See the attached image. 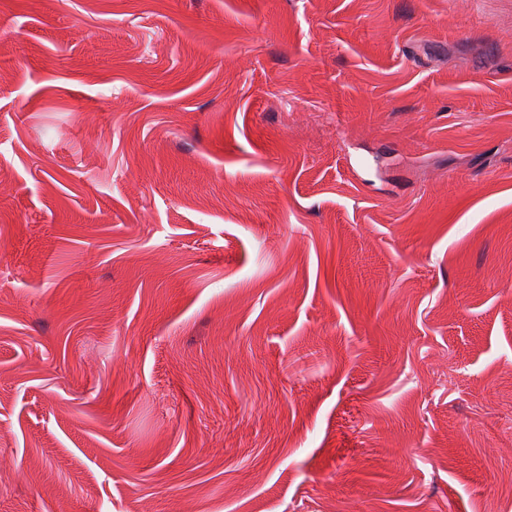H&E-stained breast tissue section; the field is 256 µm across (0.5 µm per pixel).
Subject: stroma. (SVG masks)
I'll return each instance as SVG.
<instances>
[{
  "instance_id": "stroma-1",
  "label": "stroma",
  "mask_w": 512,
  "mask_h": 512,
  "mask_svg": "<svg viewBox=\"0 0 512 512\" xmlns=\"http://www.w3.org/2000/svg\"><path fill=\"white\" fill-rule=\"evenodd\" d=\"M512 512V0H0V512Z\"/></svg>"
}]
</instances>
